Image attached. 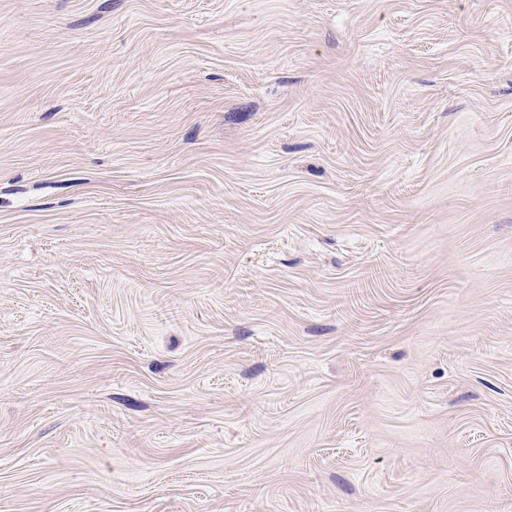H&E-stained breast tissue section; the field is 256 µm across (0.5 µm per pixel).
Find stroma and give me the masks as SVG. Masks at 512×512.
<instances>
[{"label":"stroma","instance_id":"stroma-1","mask_svg":"<svg viewBox=\"0 0 512 512\" xmlns=\"http://www.w3.org/2000/svg\"><path fill=\"white\" fill-rule=\"evenodd\" d=\"M0 512H512V0H0Z\"/></svg>","mask_w":512,"mask_h":512}]
</instances>
